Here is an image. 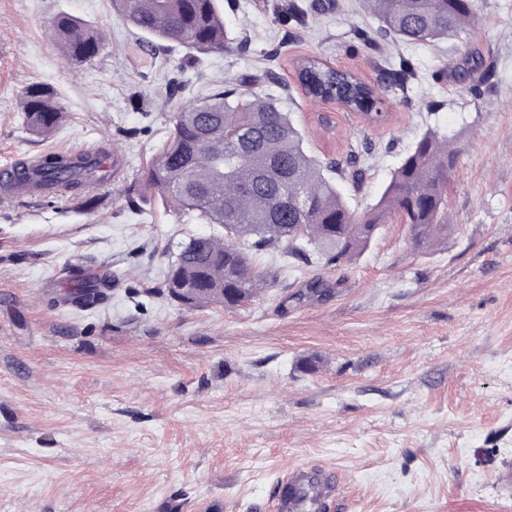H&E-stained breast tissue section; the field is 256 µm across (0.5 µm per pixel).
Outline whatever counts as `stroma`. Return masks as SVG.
Instances as JSON below:
<instances>
[{
  "mask_svg": "<svg viewBox=\"0 0 512 512\" xmlns=\"http://www.w3.org/2000/svg\"><path fill=\"white\" fill-rule=\"evenodd\" d=\"M236 2L246 54L152 60L110 0H0V164L101 144L128 163L88 201L0 202V512H268L297 465L336 478L325 512H512V0H477L471 26L423 45L366 43L362 0H325L297 30L276 19L287 0ZM61 13L107 33L99 56L64 60ZM305 56L371 84L402 60L416 75L371 123L305 97ZM268 70L315 156H358L359 184L338 181L355 210L423 132L456 142L448 236L415 247L394 215L355 260L281 273L259 255L278 273L259 299L183 306L159 293L168 263L219 227L126 203L169 126L165 84L194 99ZM36 82L67 112L47 137L20 110ZM76 268L114 275L105 307L56 306Z\"/></svg>",
  "mask_w": 512,
  "mask_h": 512,
  "instance_id": "stroma-1",
  "label": "stroma"
}]
</instances>
